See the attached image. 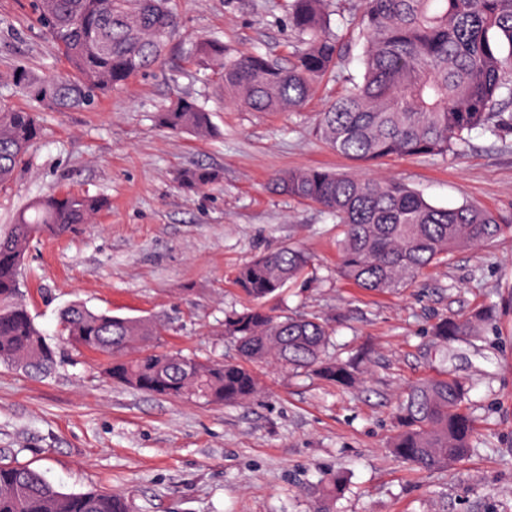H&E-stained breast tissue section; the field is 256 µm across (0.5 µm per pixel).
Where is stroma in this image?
Masks as SVG:
<instances>
[{"mask_svg": "<svg viewBox=\"0 0 512 512\" xmlns=\"http://www.w3.org/2000/svg\"><path fill=\"white\" fill-rule=\"evenodd\" d=\"M179 26L162 61L90 108L36 106L17 87L26 69H65L30 0H0V103L36 110L42 127L21 174L0 187V225L52 191L103 196L94 223L33 244L21 289L37 326L61 357L44 379L0 363V465L46 473L62 491L94 488L127 498L132 512H310L320 479L342 474L330 512H512V134L472 131L465 155L389 158L373 173L408 184L439 207L469 203L504 232L454 252L398 294H372L338 271L340 229L311 203L270 188L297 168L353 172L358 165L316 133L319 112L362 72V43L347 21L358 0L332 15L348 46L340 77L316 84L297 112H247L189 57L201 37L283 56L293 39L284 0H172ZM188 96L212 114L205 138L174 135L157 113ZM202 166L217 180L183 185ZM288 245L311 265L266 301L276 313L336 318L335 354L352 361V389L310 372L258 365L249 404L172 400L113 383L104 355L63 344L59 313L72 302L118 316L152 317L162 349L231 359L224 314L249 306L234 281L257 255ZM487 313L479 335L435 344L451 315ZM455 374L469 388L478 436L468 457L421 471L389 444L411 385Z\"/></svg>", "mask_w": 512, "mask_h": 512, "instance_id": "stroma-1", "label": "stroma"}]
</instances>
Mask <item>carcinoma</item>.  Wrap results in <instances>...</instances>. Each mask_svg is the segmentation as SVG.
<instances>
[{
  "instance_id": "1",
  "label": "carcinoma",
  "mask_w": 512,
  "mask_h": 512,
  "mask_svg": "<svg viewBox=\"0 0 512 512\" xmlns=\"http://www.w3.org/2000/svg\"><path fill=\"white\" fill-rule=\"evenodd\" d=\"M331 0H287L288 26L298 41L288 58L232 49L201 38L190 56L224 75V95L251 112H291L314 85L344 62L343 38L331 31ZM38 23L63 55L67 69L48 78L21 70L16 84L32 99L58 110L91 105L157 65L178 25L171 0H33ZM364 44L363 73L347 93L319 114L318 131L337 152L365 164L390 156L460 155L472 131L512 134V0H360L356 17ZM172 133L205 137L210 112L179 99L159 113ZM40 136L37 116L0 105V186L12 182ZM217 178L197 167L184 184L202 189ZM276 189L320 206L341 227L339 273L375 294L401 292L428 267L461 248L499 236L491 213L470 204L429 203L392 178L321 169L274 175ZM105 202L85 193L49 194L0 227V362L37 375L51 374L56 350L31 316L20 290L24 255L44 235L61 236L94 223ZM310 257L298 246L263 253L241 266L235 281L254 305L224 317L235 360L200 359L149 347L161 324L121 317L74 303L60 315L68 342L109 358L108 376L152 395L202 403L246 404L259 391L249 363L313 371L339 386L355 383L349 363L329 356L328 317L278 315L262 300L297 282ZM479 316H450L432 328L446 345L476 334ZM467 388L448 375L411 386L399 407L391 448L421 470L464 459L475 434ZM333 475L318 489L313 512L342 493ZM0 512H129L112 492L64 493L43 473L0 466Z\"/></svg>"
}]
</instances>
